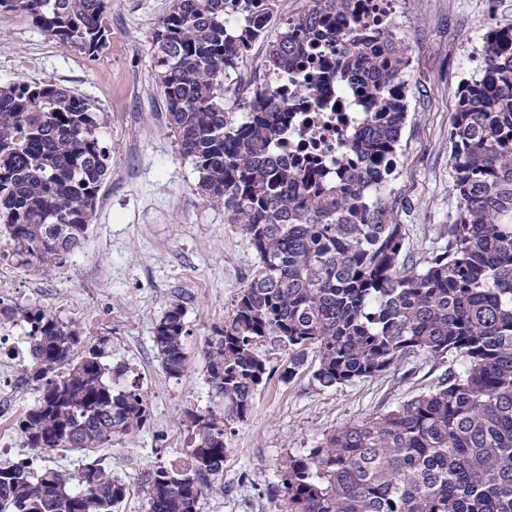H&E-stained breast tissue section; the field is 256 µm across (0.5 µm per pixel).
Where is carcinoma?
<instances>
[{"label": "carcinoma", "instance_id": "carcinoma-1", "mask_svg": "<svg viewBox=\"0 0 512 512\" xmlns=\"http://www.w3.org/2000/svg\"><path fill=\"white\" fill-rule=\"evenodd\" d=\"M276 2L175 0L151 34L168 124L199 173L198 194L224 207L259 264L206 340V382L220 408L186 412L189 450L148 474L147 512H199L224 477L227 426L247 419L270 376L257 351L266 339L288 351L284 381L315 350L320 388L412 354L461 359L434 388L288 456L272 486L287 512H512V26L486 33L482 74L458 91L448 138L457 210L446 245L418 261L403 254L389 205L408 117L409 44L347 21L354 0H315L274 34ZM111 5L0 0V12L94 60L109 45ZM260 38L272 73L328 42L318 48L365 104L335 178L275 154L286 104L264 89L241 114L224 107V75ZM102 128V113L71 90L0 84V235L21 264L58 268L80 247L112 166ZM14 322L26 324L25 371L40 392L19 422L25 447L100 448L146 423L141 387L118 382L124 369L104 363V347L77 357L76 327L0 299V328ZM186 337L180 305L153 327L171 377L184 371ZM126 493L97 460L72 473L26 461L0 468V512H113Z\"/></svg>", "mask_w": 512, "mask_h": 512}]
</instances>
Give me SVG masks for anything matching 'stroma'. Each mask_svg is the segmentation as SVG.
Returning a JSON list of instances; mask_svg holds the SVG:
<instances>
[{
    "mask_svg": "<svg viewBox=\"0 0 512 512\" xmlns=\"http://www.w3.org/2000/svg\"><path fill=\"white\" fill-rule=\"evenodd\" d=\"M174 0H112L108 48L96 61L12 13L0 14V82H52L75 91L105 117L103 137L112 167L101 185L92 223L64 267L50 271L0 260V297L38 305L79 328L84 346L107 343V363L125 365L123 383L141 386L150 407L146 425L102 448L31 457L0 452V467L31 460L35 469H76L99 460L129 487L117 512H146V476L182 458L190 443L186 410L215 407L205 379L203 347L223 326L256 270L257 256L224 209L195 191L197 174L168 127L156 87L150 36ZM512 24V0H405L398 34L411 46L406 76L409 113L402 131L389 203L417 258L443 247L456 213L448 136L457 92L471 80L472 58L488 30ZM256 41L224 78V102L235 108L242 78L265 67ZM175 304L188 325L186 368L172 379L162 368L152 328ZM258 353L272 377L254 395L245 421L226 434L222 488L202 499L200 512H285L272 497L288 454L316 446L325 434L396 408L428 391L448 370L412 355L389 370L322 389L312 380L316 352L288 382V354L273 341ZM0 389V424L14 425L37 393L20 367Z\"/></svg>",
    "mask_w": 512,
    "mask_h": 512,
    "instance_id": "35a3bbf8",
    "label": "stroma"
}]
</instances>
